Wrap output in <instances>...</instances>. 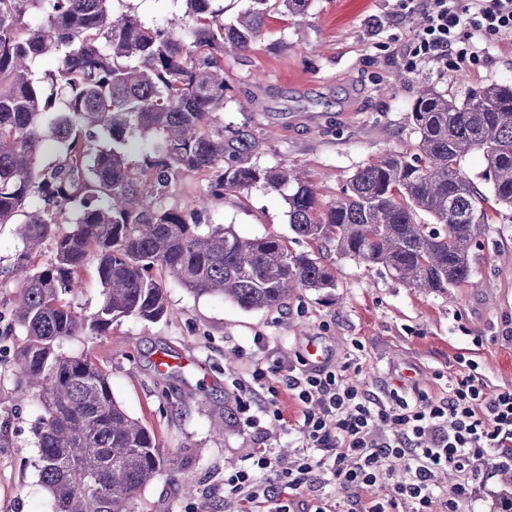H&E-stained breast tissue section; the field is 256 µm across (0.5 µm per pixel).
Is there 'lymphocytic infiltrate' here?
Returning a JSON list of instances; mask_svg holds the SVG:
<instances>
[{
    "instance_id": "obj_1",
    "label": "lymphocytic infiltrate",
    "mask_w": 512,
    "mask_h": 512,
    "mask_svg": "<svg viewBox=\"0 0 512 512\" xmlns=\"http://www.w3.org/2000/svg\"><path fill=\"white\" fill-rule=\"evenodd\" d=\"M424 23L406 48L415 57L470 63L460 34L495 35L512 30V0H411ZM302 408L304 451L287 465L257 450L250 467L226 474L224 489L250 504L273 502L274 512H292L287 493L313 473L354 488L348 512H463L483 482L485 467L512 470V388L486 392L475 372L448 380L439 401L408 400L391 388L377 396L345 382L338 372L275 365ZM457 472L454 497H445L439 472ZM391 492L376 495L383 483Z\"/></svg>"
}]
</instances>
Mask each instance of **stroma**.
I'll return each mask as SVG.
<instances>
[{
	"mask_svg": "<svg viewBox=\"0 0 512 512\" xmlns=\"http://www.w3.org/2000/svg\"><path fill=\"white\" fill-rule=\"evenodd\" d=\"M113 7L150 25L185 11L183 0H115ZM416 19L408 0H312L306 19H269L248 53L224 58L232 99L223 122L248 124L255 161L301 167L328 205L360 167L390 151L412 152L410 112L419 87L462 101L484 85H512V32L465 34L475 60L460 68L402 55ZM245 98L253 109L243 113L237 103ZM206 221L315 251L336 288L296 292L280 311L245 310L166 278L167 317H126L106 335L86 332L64 343L69 354L92 355L122 408L154 433L165 454L186 460L173 477L137 492L135 512H224L236 501L224 491L225 473L250 466L257 449L294 460L299 435L282 428L267 404L275 402L293 424L300 407L276 376L254 392L252 373L300 365L310 347H318L324 365L376 394L399 388L446 398L462 356L477 363L487 391L512 386L511 208L492 212L482 245L471 253L470 280L438 295L341 257L335 247L295 239L283 196L258 186L212 200ZM19 245L17 225L0 224V512H54L37 467L33 428L41 408L17 392L14 352L25 336L7 319L19 290L4 271ZM162 351L183 358L179 373L157 371ZM187 484L195 495L184 493ZM350 497V489L316 480L291 495L296 512H310L320 498L345 512Z\"/></svg>",
	"mask_w": 512,
	"mask_h": 512,
	"instance_id": "35a3bbf8",
	"label": "stroma"
}]
</instances>
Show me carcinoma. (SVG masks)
<instances>
[{"label": "carcinoma", "mask_w": 512, "mask_h": 512, "mask_svg": "<svg viewBox=\"0 0 512 512\" xmlns=\"http://www.w3.org/2000/svg\"><path fill=\"white\" fill-rule=\"evenodd\" d=\"M184 2L180 23L151 26L112 0H0V224L23 216L22 247L5 271L19 288L10 320L26 336L15 353L19 384L44 411L34 435L57 512H133L137 491L174 470L95 358L62 352L64 341L102 336L121 317L166 316L158 268L246 310L336 288L321 258L278 237L201 230L210 199L277 192L298 237L427 294L471 278L487 208H512L511 85L483 86L462 102L418 88L417 152L359 168L322 207L295 168L252 160L246 124L218 120L224 55L247 52L270 14L303 17L312 0H249L229 23L221 0ZM475 149L490 198L460 167ZM45 152L55 160L42 163ZM186 172L206 176V192L190 210L170 208L169 189ZM87 272L102 287L89 317L70 302Z\"/></svg>", "instance_id": "cac0c4a2"}]
</instances>
